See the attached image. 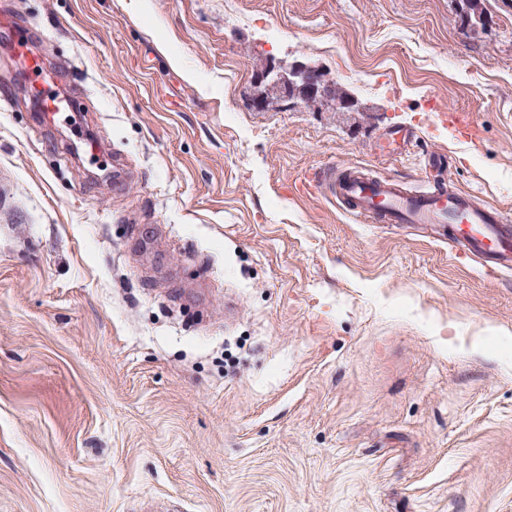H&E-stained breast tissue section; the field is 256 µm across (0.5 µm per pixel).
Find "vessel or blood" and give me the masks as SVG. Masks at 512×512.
Returning <instances> with one entry per match:
<instances>
[{"label":"vessel or blood","mask_w":512,"mask_h":512,"mask_svg":"<svg viewBox=\"0 0 512 512\" xmlns=\"http://www.w3.org/2000/svg\"><path fill=\"white\" fill-rule=\"evenodd\" d=\"M335 195L358 218L381 224H438L469 254L500 268L512 267V225L499 208L476 206L469 194L408 192L393 180L371 179L352 168L338 181Z\"/></svg>","instance_id":"vessel-or-blood-1"}]
</instances>
